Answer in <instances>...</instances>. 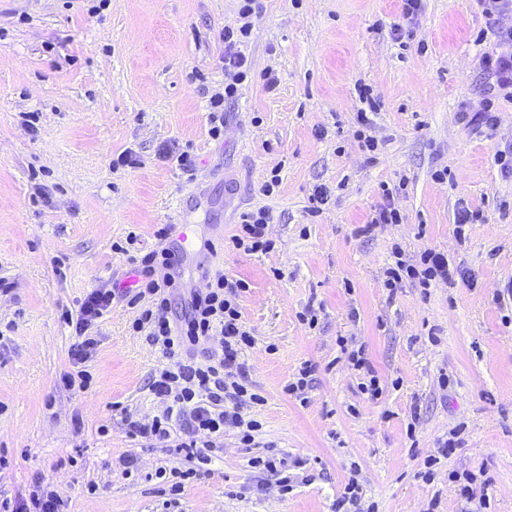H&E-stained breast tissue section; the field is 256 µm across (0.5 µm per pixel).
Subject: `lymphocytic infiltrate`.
<instances>
[{
	"mask_svg": "<svg viewBox=\"0 0 512 512\" xmlns=\"http://www.w3.org/2000/svg\"><path fill=\"white\" fill-rule=\"evenodd\" d=\"M253 3L239 0L235 24L224 29V87L209 99V134L215 139L224 134L225 102L237 96L251 72L243 47L252 32ZM493 34L499 50L483 55V68L500 88H512V28L501 26ZM271 220L270 212L263 208L243 213L231 237L234 249L248 254L270 252L274 247L268 236ZM129 261L137 283L119 292L111 288L92 290L72 320L77 340L70 350L72 368L61 378L63 387L86 389L90 378L85 365L99 344L98 321L119 297L136 312L133 331L146 333L151 345L168 360L154 372L149 384L161 408L149 420L129 422L131 439L173 443L177 453L201 464L211 463L212 452L223 449L227 433H235L241 444L251 445L261 424L248 410L264 404L265 399L255 392L241 360L253 344L241 317L240 301L249 290L248 282L202 270L205 288L191 293L184 315L177 317L171 307L175 281L170 274L174 260L169 249L156 248L130 256ZM384 276L390 289L406 279L427 289L439 281L452 282L454 273L447 255L428 248L415 263L396 258Z\"/></svg>",
	"mask_w": 512,
	"mask_h": 512,
	"instance_id": "lymphocytic-infiltrate-1",
	"label": "lymphocytic infiltrate"
}]
</instances>
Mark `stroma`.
I'll return each instance as SVG.
<instances>
[{
    "mask_svg": "<svg viewBox=\"0 0 512 512\" xmlns=\"http://www.w3.org/2000/svg\"><path fill=\"white\" fill-rule=\"evenodd\" d=\"M237 9L236 0H0V500L44 480L67 512H336L354 475L359 512H426L433 499L438 512H475L448 473L481 469L488 512H512V178L494 161L512 146V101L482 68L495 48L476 41L488 17L478 0H423L410 21L400 0H256L243 48L254 77L225 103L214 140L209 97L224 84L223 32ZM398 24L406 40H396ZM268 70L272 91L260 78ZM362 85L379 104L374 163L353 136ZM489 97L495 128L462 120ZM169 140L195 153V168L160 158ZM126 150L136 165L113 168ZM274 169L281 182L267 196ZM384 184L398 186L404 220L363 233ZM319 185L332 196L313 218ZM461 204L482 222L457 228ZM259 207L273 215L274 250H233L240 215ZM182 223L215 245L214 269L250 285L244 359L266 402L254 444L225 436L223 452L173 496L154 473L189 461L127 435L126 414H155L148 381L165 359L130 331L125 302L99 323L90 388L59 380L76 341L65 313L128 276L117 244L133 231L151 248L160 227ZM397 246L410 260L444 252L468 279L388 290L383 270ZM307 307L316 328L299 318ZM340 336L362 346L377 397L362 392L365 374L349 366ZM306 363L302 403L285 387ZM459 425L460 447L433 481L419 478ZM272 452L291 464L289 489L251 464ZM127 457L137 466L129 476Z\"/></svg>",
    "mask_w": 512,
    "mask_h": 512,
    "instance_id": "35a3bbf8",
    "label": "stroma"
}]
</instances>
